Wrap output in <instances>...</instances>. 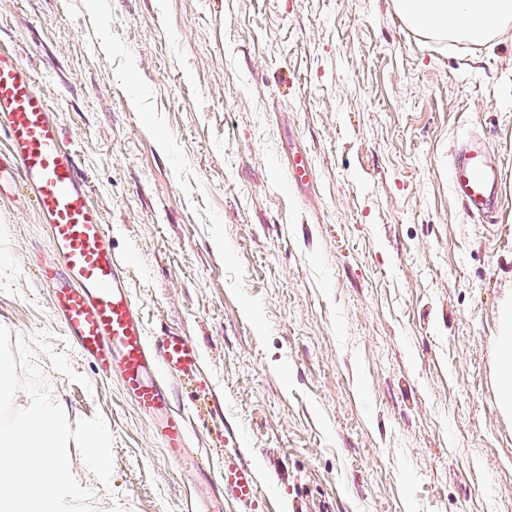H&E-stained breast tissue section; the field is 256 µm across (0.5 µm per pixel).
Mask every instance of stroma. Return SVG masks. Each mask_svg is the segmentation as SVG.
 Returning a JSON list of instances; mask_svg holds the SVG:
<instances>
[{
	"label": "stroma",
	"mask_w": 512,
	"mask_h": 512,
	"mask_svg": "<svg viewBox=\"0 0 512 512\" xmlns=\"http://www.w3.org/2000/svg\"><path fill=\"white\" fill-rule=\"evenodd\" d=\"M0 49L34 70L150 333L200 357L167 384L195 458L175 464L67 335L32 196L0 188V356L107 429L96 512H197L227 455L257 473L248 512H512V31L431 37L394 0H0ZM474 130L492 224L448 183ZM501 353L496 364L498 400L501 411L512 416V302L505 301L500 310Z\"/></svg>",
	"instance_id": "35a3bbf8"
}]
</instances>
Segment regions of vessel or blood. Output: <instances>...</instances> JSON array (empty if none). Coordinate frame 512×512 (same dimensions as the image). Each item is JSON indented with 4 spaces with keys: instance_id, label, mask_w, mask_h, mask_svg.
<instances>
[{
    "instance_id": "b4317fda",
    "label": "vessel or blood",
    "mask_w": 512,
    "mask_h": 512,
    "mask_svg": "<svg viewBox=\"0 0 512 512\" xmlns=\"http://www.w3.org/2000/svg\"><path fill=\"white\" fill-rule=\"evenodd\" d=\"M0 132L10 141L0 160V181L20 179L33 196L41 223L52 232V256L40 268L56 310L75 346L105 371H117L139 413L154 424L172 462L186 455L182 416L172 413L165 377L188 378L199 367L194 343L169 331L149 335L108 241V226L91 205L75 154L64 147L34 72L15 55L0 52ZM450 189L466 213L496 211L503 175L485 142L473 140L451 154ZM224 497L247 507L260 496L254 469L238 456L224 458Z\"/></svg>"
}]
</instances>
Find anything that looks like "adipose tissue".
<instances>
[{
	"label": "adipose tissue",
	"instance_id": "1",
	"mask_svg": "<svg viewBox=\"0 0 512 512\" xmlns=\"http://www.w3.org/2000/svg\"><path fill=\"white\" fill-rule=\"evenodd\" d=\"M415 29L489 45L512 26V0H395ZM501 353L496 364L498 400L512 416V302L500 310ZM107 438L98 426L73 431L65 411L40 396H28L19 420L0 427V512H78L90 508L91 478L104 477L109 462L97 447ZM90 444L80 465L72 448Z\"/></svg>",
	"mask_w": 512,
	"mask_h": 512
}]
</instances>
